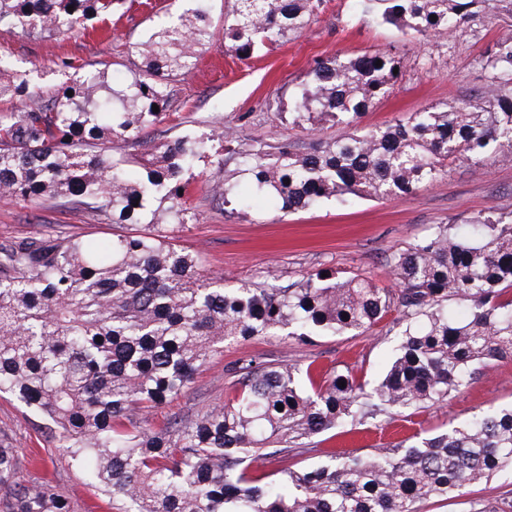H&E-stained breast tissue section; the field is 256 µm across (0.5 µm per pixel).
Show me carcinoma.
Wrapping results in <instances>:
<instances>
[{"mask_svg": "<svg viewBox=\"0 0 512 512\" xmlns=\"http://www.w3.org/2000/svg\"><path fill=\"white\" fill-rule=\"evenodd\" d=\"M205 2L151 29L136 44L141 63L122 85L109 84L108 61L76 66L63 58L46 96L31 72L0 60V100H17L0 111V199L61 203L141 227L108 243L49 231L0 244V393L43 417L71 467L112 496L116 512H423L430 501L469 494L512 468V405L370 455L329 453L274 472L256 462L297 456L306 440L381 413L441 405L492 361L512 359V209H491L463 232L442 224L392 252L395 288L334 269L285 285L226 286L164 227L195 219L183 176L212 156L224 170L207 185L217 205L249 206L240 177L288 214L347 195L401 198L458 163L481 169L512 154V36L487 51L481 93L393 125L361 129L359 121L390 93L403 61L383 52L336 56L309 71L289 119L313 131L327 118L343 128L337 138L304 148L259 139L242 145L222 128L165 140L145 156L126 152L161 122L177 77L213 46ZM367 2L414 37L446 35L487 14L492 2L512 11V0ZM127 3L0 0V29L87 33L119 22ZM319 6L235 0L224 14V50L248 60L307 29ZM217 139L224 141L218 156ZM229 161L235 168L227 171ZM381 324L402 339L373 386L348 366L323 375L313 360L249 358L224 404L157 430L143 426V412L181 395L228 344L265 336L305 344L366 335ZM510 508L512 501L495 497L478 500L473 512ZM0 512H75L52 481L24 479L1 435Z\"/></svg>", "mask_w": 512, "mask_h": 512, "instance_id": "obj_1", "label": "carcinoma"}]
</instances>
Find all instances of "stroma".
I'll list each match as a JSON object with an SVG mask.
<instances>
[{"mask_svg":"<svg viewBox=\"0 0 512 512\" xmlns=\"http://www.w3.org/2000/svg\"><path fill=\"white\" fill-rule=\"evenodd\" d=\"M149 14L132 7L114 37L104 33L29 37L0 31V58L19 70L40 69V83L47 89L57 83L55 64L63 58L77 64L115 62L113 77L122 80L130 72L116 63L117 45L143 39L151 26ZM506 32L512 33V16L500 13L463 23L443 39L411 37L383 23L362 0H323L307 30L247 61L226 56L216 47L203 52L198 68L177 81V101L161 127L148 130L134 149L148 151L167 138L197 136L222 125L233 127L245 142L261 139L276 145L301 138V129L289 125L288 114L314 61L335 55L354 58L389 52L403 58L405 67L392 92L361 120L366 127L385 126L432 104L479 92L487 80L486 53ZM216 174V167L207 161L194 169L186 202L197 220L174 227L172 235L179 245L201 255L207 273L223 277L230 286L243 280L284 284L304 272L334 267L368 273L379 286L390 287L394 284L387 267L391 252L404 249L413 238L432 234L438 225L469 219L494 205L512 206V154L477 173L468 165H458L447 177L403 198L377 201L352 195L343 203L330 200L288 215L266 201L239 214L225 212L205 191L206 182ZM48 226L101 242L128 231L127 226L65 205L0 201V242L34 236ZM399 341L396 334L377 331L321 337L309 345L282 336L228 345L195 375L184 394L145 418L159 426L220 405L240 360L248 355L274 363L313 360L328 370L348 365L373 383L392 360ZM511 404L512 359H502L447 403L413 421L381 415L355 426L330 446L368 454L406 436L432 435L473 414ZM1 433L17 448L26 479L53 481L74 501L76 512H113L111 499L85 485L70 468L42 420L8 394H0Z\"/></svg>","mask_w":512,"mask_h":512,"instance_id":"1","label":"stroma"}]
</instances>
